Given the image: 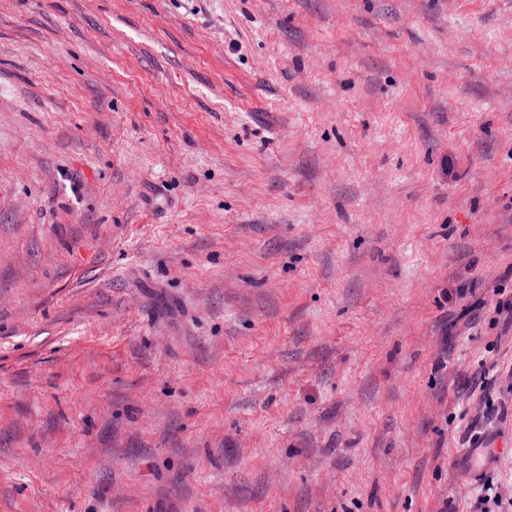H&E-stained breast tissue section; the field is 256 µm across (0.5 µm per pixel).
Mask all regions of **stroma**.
Returning <instances> with one entry per match:
<instances>
[{"instance_id":"stroma-1","label":"stroma","mask_w":512,"mask_h":512,"mask_svg":"<svg viewBox=\"0 0 512 512\" xmlns=\"http://www.w3.org/2000/svg\"><path fill=\"white\" fill-rule=\"evenodd\" d=\"M511 301L512 0H0V512H512ZM503 451L482 442L475 443L471 448H466L464 455L458 463L464 476L477 478L492 470Z\"/></svg>"}]
</instances>
